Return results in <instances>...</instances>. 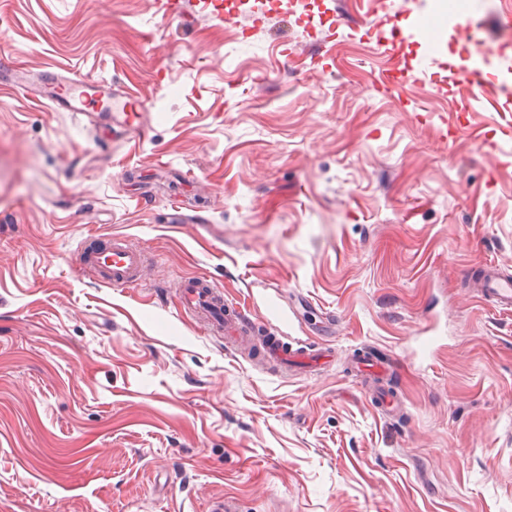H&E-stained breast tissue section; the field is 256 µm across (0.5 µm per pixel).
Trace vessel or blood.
Here are the masks:
<instances>
[{"instance_id": "vessel-or-blood-1", "label": "vessel or blood", "mask_w": 512, "mask_h": 512, "mask_svg": "<svg viewBox=\"0 0 512 512\" xmlns=\"http://www.w3.org/2000/svg\"><path fill=\"white\" fill-rule=\"evenodd\" d=\"M49 84L50 90L44 99L55 112H94L107 125L113 139L127 137L133 118L132 96L123 92L113 93L107 81L88 82L73 72L61 73L45 70L38 76L13 69L1 75L0 81L26 90L32 81ZM147 258L143 250L134 247L128 235L117 233L112 237L111 247L101 253L81 254L80 266L93 270L97 281L108 287L133 288L142 282ZM176 292L184 313L205 333L223 335L237 346L248 344L254 330V322L243 303L226 300L223 291L208 276L198 275L181 280ZM479 297L493 301L497 308L512 310V275L503 273L496 265L483 267L479 278ZM266 326L271 331L263 349L265 358L276 364L290 361L303 363L305 368L316 370L327 365L333 358L330 346H322L315 355L303 356L301 350L289 349L278 332L288 317L276 299H269L262 313Z\"/></svg>"}]
</instances>
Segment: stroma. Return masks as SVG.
Segmentation results:
<instances>
[{
	"label": "stroma",
	"mask_w": 512,
	"mask_h": 512,
	"mask_svg": "<svg viewBox=\"0 0 512 512\" xmlns=\"http://www.w3.org/2000/svg\"><path fill=\"white\" fill-rule=\"evenodd\" d=\"M432 1L319 0L308 28L0 0V61L139 114L115 145L0 82V512H512V313L475 295L512 266V45L479 57L512 0ZM115 232L153 257L139 287L79 270ZM202 274L334 361L226 351L179 309ZM264 324L270 329V333L273 336L269 337V342L263 349L265 358L275 364H288V360L295 361L304 365L310 371L321 368L332 361L333 350L330 346H321L315 355L309 357H303L301 349L304 347L296 348L295 350L290 348L287 343L282 342L278 335L281 326L288 322V316L281 308L280 304L276 299L271 298L266 301L264 305V311L262 313Z\"/></svg>",
	"instance_id": "1"
}]
</instances>
